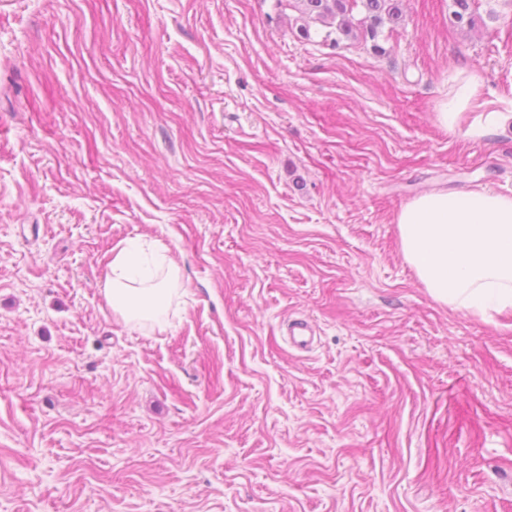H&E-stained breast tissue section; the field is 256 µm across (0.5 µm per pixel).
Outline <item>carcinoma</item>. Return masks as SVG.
Returning <instances> with one entry per match:
<instances>
[{"label": "carcinoma", "mask_w": 512, "mask_h": 512, "mask_svg": "<svg viewBox=\"0 0 512 512\" xmlns=\"http://www.w3.org/2000/svg\"><path fill=\"white\" fill-rule=\"evenodd\" d=\"M457 23H473L475 0H451ZM286 7L298 12L300 35L311 39L312 32L326 30L324 39L336 32L346 38L372 41L376 52L382 47L375 40L385 25H396L402 18L399 0H286Z\"/></svg>", "instance_id": "cac0c4a2"}]
</instances>
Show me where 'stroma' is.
<instances>
[{
    "label": "stroma",
    "instance_id": "stroma-1",
    "mask_svg": "<svg viewBox=\"0 0 512 512\" xmlns=\"http://www.w3.org/2000/svg\"><path fill=\"white\" fill-rule=\"evenodd\" d=\"M449 2L377 53L277 0H0V512H512V310L433 300L394 223L512 193V120L466 133L512 0ZM137 238L188 289L154 331L101 294ZM479 87V80L475 75L467 76L464 82L459 83L454 89L452 99L440 105L439 112H436L438 122L446 129H456L463 114L462 111L477 94Z\"/></svg>",
    "mask_w": 512,
    "mask_h": 512
}]
</instances>
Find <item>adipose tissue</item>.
<instances>
[{"label":"adipose tissue","mask_w":512,"mask_h":512,"mask_svg":"<svg viewBox=\"0 0 512 512\" xmlns=\"http://www.w3.org/2000/svg\"><path fill=\"white\" fill-rule=\"evenodd\" d=\"M396 222L403 259L435 301L482 317L512 308V194L431 191L406 203ZM183 288L163 247L123 242L113 251L103 296L126 324L156 329Z\"/></svg>","instance_id":"1"}]
</instances>
